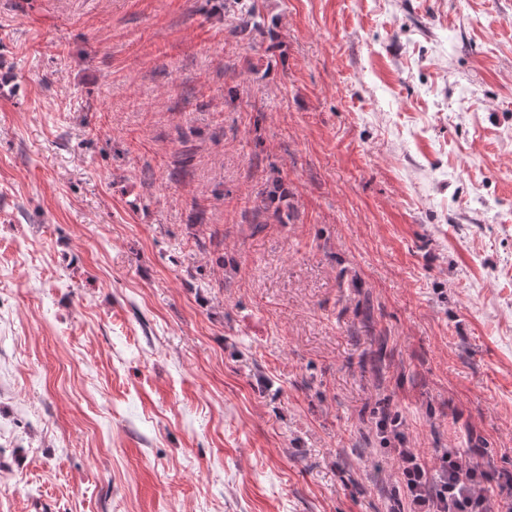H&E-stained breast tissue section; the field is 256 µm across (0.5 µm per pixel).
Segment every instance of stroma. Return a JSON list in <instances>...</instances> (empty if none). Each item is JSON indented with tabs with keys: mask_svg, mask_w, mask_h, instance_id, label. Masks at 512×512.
<instances>
[{
	"mask_svg": "<svg viewBox=\"0 0 512 512\" xmlns=\"http://www.w3.org/2000/svg\"><path fill=\"white\" fill-rule=\"evenodd\" d=\"M256 6L0 0V512H512V0ZM398 470L406 478V485L414 503L429 502L426 490L428 488L429 468L427 463L412 448H401L399 451ZM480 463L469 456L448 454V472L441 481V489L432 498L437 512H491L489 499L478 491Z\"/></svg>",
	"mask_w": 512,
	"mask_h": 512,
	"instance_id": "obj_1",
	"label": "stroma"
}]
</instances>
